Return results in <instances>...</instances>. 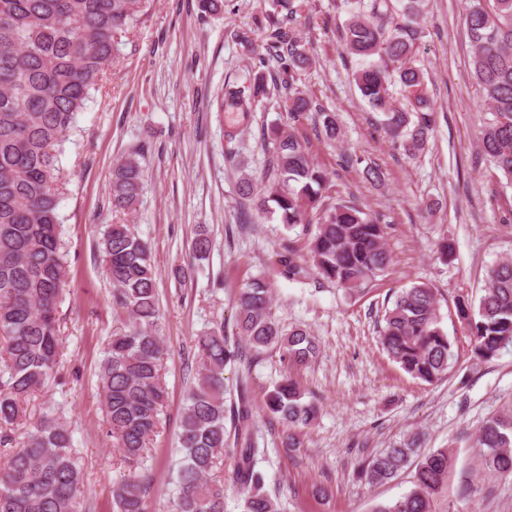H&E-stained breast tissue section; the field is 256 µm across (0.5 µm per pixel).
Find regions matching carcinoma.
<instances>
[{
  "label": "carcinoma",
  "mask_w": 512,
  "mask_h": 512,
  "mask_svg": "<svg viewBox=\"0 0 512 512\" xmlns=\"http://www.w3.org/2000/svg\"><path fill=\"white\" fill-rule=\"evenodd\" d=\"M287 13L268 24L267 50L279 78L259 75L245 83L227 81L219 110L248 118L272 92L296 115L313 112L326 137L341 136L335 117L295 87L293 72L308 64L287 25ZM344 49L360 59L355 84L392 144L408 156L423 152L433 130L425 71L416 65L422 30L415 19L421 0H345ZM142 0H0V428L24 412L29 395L55 381L62 356L59 307L69 276L61 253L59 146L74 126L106 65L112 62L117 33L140 20ZM464 27L472 47L470 74L492 118L481 130V151L512 179V0H466ZM396 83L408 107L395 103ZM266 194L257 207L275 205L280 223L315 224L309 233L313 270L322 279L355 290L391 263L380 219L347 202H325L327 175L315 167L299 139L275 130L265 160ZM143 190V170L130 155L112 168V207L132 210ZM206 227L196 229L195 257L210 249ZM112 303L123 328L109 336L99 370L104 413L113 446L133 475L117 485L118 512H146L144 466L157 433L168 392L163 381L166 346L158 334L156 270L150 247L129 224H111L100 242ZM295 245L278 253L281 273H305L295 263ZM473 353L485 360L512 347V257L487 271L478 302L458 303ZM234 327L248 348L210 331L196 338L199 378L181 418L175 512H225L226 482L213 478L224 449L234 467L231 485L242 496L241 512H278L257 469L258 448L251 433L252 410L245 395L231 408L225 426L224 368L251 364L248 354L269 349L292 365L317 354L310 333L283 331L271 313L267 283L253 278L237 298ZM388 356L412 378L433 384L448 375L453 343L440 326L433 288L415 284L394 295L379 330ZM267 411L286 424L288 447L302 442L294 429L312 424L319 409L303 401L293 377L266 393ZM485 471L512 475V415L492 416L478 431ZM415 441L403 442L362 467L369 484L395 477L416 455ZM448 449L429 451L418 462L413 488L379 512H432L433 497L448 480ZM82 470L72 431L58 412L44 414L0 465V512H80L76 497Z\"/></svg>",
  "instance_id": "cac0c4a2"
}]
</instances>
